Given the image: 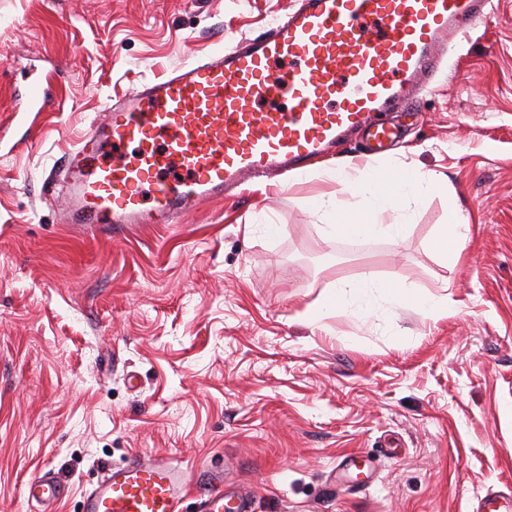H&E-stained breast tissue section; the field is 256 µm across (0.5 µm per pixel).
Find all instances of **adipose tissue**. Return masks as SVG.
I'll return each instance as SVG.
<instances>
[{
  "instance_id": "obj_1",
  "label": "adipose tissue",
  "mask_w": 512,
  "mask_h": 512,
  "mask_svg": "<svg viewBox=\"0 0 512 512\" xmlns=\"http://www.w3.org/2000/svg\"><path fill=\"white\" fill-rule=\"evenodd\" d=\"M336 182L348 195L347 200L337 202L327 224L331 237L336 239L377 235L402 238L409 231L408 225L384 223L383 215L399 211L408 198H418L443 187L440 177L423 175L409 166L386 169L369 163L361 167L351 164L340 167L336 172ZM469 232L467 217L456 205H449L448 222L439 229L432 248L444 261L456 263L466 247ZM376 287L402 307H413L430 314L448 310L447 297L404 287L395 279L380 283L367 272L353 283L330 290L316 312L321 315L343 311L353 303L364 312H372V290Z\"/></svg>"
}]
</instances>
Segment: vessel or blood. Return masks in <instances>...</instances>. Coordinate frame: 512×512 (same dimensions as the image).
I'll list each match as a JSON object with an SVG mask.
<instances>
[{"instance_id": "obj_1", "label": "vessel or blood", "mask_w": 512, "mask_h": 512, "mask_svg": "<svg viewBox=\"0 0 512 512\" xmlns=\"http://www.w3.org/2000/svg\"><path fill=\"white\" fill-rule=\"evenodd\" d=\"M490 0H299L262 36L192 60L123 101L104 102L68 154L58 197L68 223L177 224L246 177L301 170L363 132L375 150L397 136L387 112L428 87L451 41L489 18ZM37 80L14 98L47 104ZM184 464L140 454L106 466L80 512H183ZM62 484L42 472L26 500L50 506ZM476 512H512L487 486Z\"/></svg>"}]
</instances>
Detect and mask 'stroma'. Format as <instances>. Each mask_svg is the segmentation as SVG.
<instances>
[{
  "label": "stroma",
  "mask_w": 512,
  "mask_h": 512,
  "mask_svg": "<svg viewBox=\"0 0 512 512\" xmlns=\"http://www.w3.org/2000/svg\"><path fill=\"white\" fill-rule=\"evenodd\" d=\"M298 0H0V512H41L23 487L65 485L79 512L105 464L188 466L252 512H473L512 481V0L454 40L418 91L386 168L447 176L410 201V233L333 240L315 198L337 164L246 182L180 224L113 233L60 221L44 180L102 116L193 56L265 31ZM53 107L16 117L14 92ZM456 196L457 265L430 243ZM370 271L447 297L448 313L380 302L307 314ZM48 99V87L38 80L30 81L16 94L13 112H16V115L40 112Z\"/></svg>",
  "instance_id": "35a3bbf8"
}]
</instances>
